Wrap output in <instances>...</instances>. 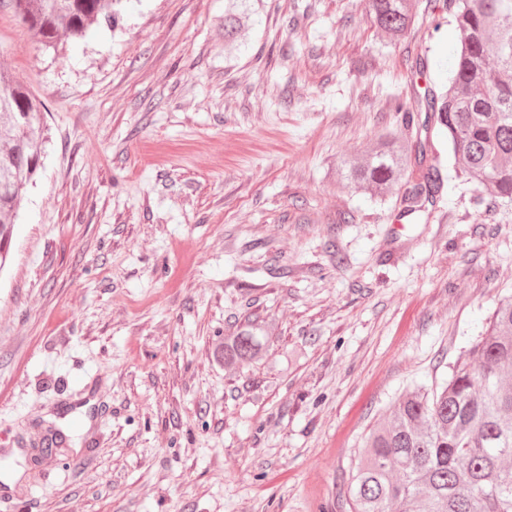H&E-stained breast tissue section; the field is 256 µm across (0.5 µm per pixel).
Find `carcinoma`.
Returning <instances> with one entry per match:
<instances>
[{"mask_svg": "<svg viewBox=\"0 0 512 512\" xmlns=\"http://www.w3.org/2000/svg\"><path fill=\"white\" fill-rule=\"evenodd\" d=\"M116 0H0L42 45L112 23ZM378 28L403 38L414 22L408 0H367ZM227 0L224 38L241 32L239 5ZM460 35L446 89L424 96L428 120L448 140L455 177L512 201V0H444ZM40 104L0 69V241L13 232L27 186L42 166ZM426 144L413 151L399 136H380L366 158L336 168L352 189L383 198L402 193L405 211L435 206L445 193ZM409 180L402 181L403 176ZM265 346L252 326L224 339V363L245 366ZM349 512H512V297L449 375L405 389L376 422L352 469Z\"/></svg>", "mask_w": 512, "mask_h": 512, "instance_id": "obj_1", "label": "carcinoma"}]
</instances>
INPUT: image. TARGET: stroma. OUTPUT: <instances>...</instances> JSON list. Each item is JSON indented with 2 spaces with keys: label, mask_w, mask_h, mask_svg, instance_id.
Here are the masks:
<instances>
[{
  "label": "stroma",
  "mask_w": 512,
  "mask_h": 512,
  "mask_svg": "<svg viewBox=\"0 0 512 512\" xmlns=\"http://www.w3.org/2000/svg\"><path fill=\"white\" fill-rule=\"evenodd\" d=\"M224 3L122 0L49 49L0 11L48 138L0 269V512H347L372 426L512 295L511 202L460 178L399 230L336 180L388 131L447 170L397 110L448 82L439 0L397 42L366 0H251L235 52ZM260 327L251 326L237 334L224 339V363L245 366L258 357L265 346V336Z\"/></svg>",
  "instance_id": "35a3bbf8"
}]
</instances>
